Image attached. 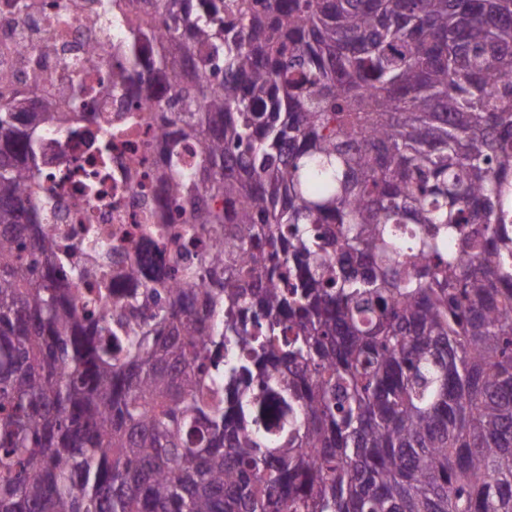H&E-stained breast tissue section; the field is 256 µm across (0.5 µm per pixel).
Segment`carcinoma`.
<instances>
[{
    "label": "carcinoma",
    "mask_w": 512,
    "mask_h": 512,
    "mask_svg": "<svg viewBox=\"0 0 512 512\" xmlns=\"http://www.w3.org/2000/svg\"><path fill=\"white\" fill-rule=\"evenodd\" d=\"M109 2L192 229L95 317L0 106V512H512V0Z\"/></svg>",
    "instance_id": "1"
}]
</instances>
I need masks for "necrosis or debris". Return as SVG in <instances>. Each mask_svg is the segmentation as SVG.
Wrapping results in <instances>:
<instances>
[{"mask_svg": "<svg viewBox=\"0 0 512 512\" xmlns=\"http://www.w3.org/2000/svg\"><path fill=\"white\" fill-rule=\"evenodd\" d=\"M98 0H36L28 14L11 13L0 0V69H10L18 54H25L35 70L27 79L28 100L54 96L58 102L59 135L39 144L41 182L55 199V207L43 224L66 245L67 263L84 260L91 244L101 242L112 261L99 276L79 281L90 300L105 298L119 306L131 293L174 279V267L164 240L148 229L143 217L152 187L147 179L159 164V153L150 119L160 106L177 94L161 87L146 97L134 87L116 91L107 70L129 59L120 30L102 32L95 24ZM97 45L104 61L79 64L77 72L65 65L66 54ZM81 83L83 98L96 111L91 133L77 123L72 86ZM144 114L141 124L122 122L124 109ZM111 144V159L101 164L88 144L89 137ZM139 264L143 275L129 281L121 268Z\"/></svg>", "mask_w": 512, "mask_h": 512, "instance_id": "obj_1", "label": "necrosis or debris"}]
</instances>
